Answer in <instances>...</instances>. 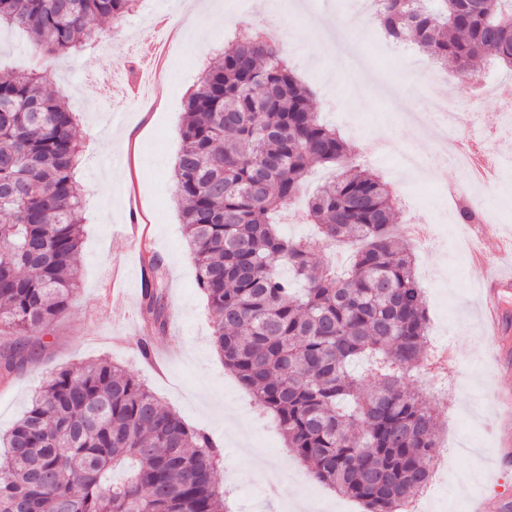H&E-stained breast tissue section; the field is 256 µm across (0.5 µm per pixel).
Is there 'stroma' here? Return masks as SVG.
I'll return each mask as SVG.
<instances>
[{
    "mask_svg": "<svg viewBox=\"0 0 512 512\" xmlns=\"http://www.w3.org/2000/svg\"><path fill=\"white\" fill-rule=\"evenodd\" d=\"M190 3L142 2L154 15L169 18L175 30L163 38V68L151 72L146 101L128 100L121 93L123 81L140 67L153 39L136 13L118 25L96 22L102 42L77 57L59 58L50 73V90L64 94L78 116L76 132L83 149L77 178L89 205L78 256L80 287L71 309L42 336L39 358L10 383L0 384V432L17 421L31 393L52 372L107 357L147 384L161 405L176 411L189 428L207 432L222 447L224 462L217 478L232 512H297L306 496L319 500L323 512H363L361 504L313 478L271 426V414L261 411L251 393L225 370L212 343V315L196 284L173 177L183 101L236 30L256 20L280 38L290 65L313 92L314 112L355 145L386 135L411 140L391 102V90H398L417 113L431 112L429 98L413 79L399 80L398 65L383 61L376 50L382 37L373 28L343 34L345 46L335 55L318 53L310 17L332 14L356 21L360 0H302L296 10L287 9L284 0H224L223 17L200 24L187 12ZM38 55L19 31H0V69H31ZM475 69L486 84L478 105L479 124L497 128L501 101L512 99V71L486 61L477 62ZM129 132L138 136V143L126 142ZM422 157L426 179L401 183L396 180V156L358 155L354 162L393 184L396 196L406 197V205L395 210V224L422 219L435 228L427 242L408 239L404 245L416 257L429 333L448 338L446 389L433 390L419 378L410 380L409 387L440 413L443 451L425 512H468L470 500L490 486L498 418L489 393L497 386L512 388V366L493 373L489 354L478 345V285L471 256L456 246L458 206L449 199L450 191L462 186V175L454 164L442 162L437 145L424 147ZM484 197L491 212L479 214L470 231L493 248L512 240V169L487 185ZM133 214L147 226L150 245L168 270V326L154 336L152 345L164 360L159 372L145 365L134 324L147 271L121 235ZM115 264L127 272V305L120 314L113 312L102 291L104 274ZM256 458L282 465L287 486L266 490L259 467L252 464Z\"/></svg>",
    "mask_w": 512,
    "mask_h": 512,
    "instance_id": "1",
    "label": "stroma"
}]
</instances>
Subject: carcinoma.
I'll return each instance as SVG.
<instances>
[{"label": "carcinoma", "mask_w": 512, "mask_h": 512, "mask_svg": "<svg viewBox=\"0 0 512 512\" xmlns=\"http://www.w3.org/2000/svg\"><path fill=\"white\" fill-rule=\"evenodd\" d=\"M140 2L0 0V28L22 29L45 55L40 69L0 73L3 380L35 358L34 335L79 289L82 150L68 101L47 91L51 59L97 41L93 19L120 23ZM374 21L461 77L481 57L512 70V0H377ZM311 97L277 42L247 32L224 47L185 103L174 167L182 224L224 367L316 480L365 512H402L439 448V413L407 387L427 347L423 293L392 224L395 197L352 164L351 145L319 121ZM316 166L335 175L306 218L329 247L362 242L343 278L271 221ZM144 264L143 315L163 332L164 262L148 250ZM284 266L303 288L280 276ZM0 443V512L225 509L210 435L106 359L50 376Z\"/></svg>", "instance_id": "cac0c4a2"}]
</instances>
